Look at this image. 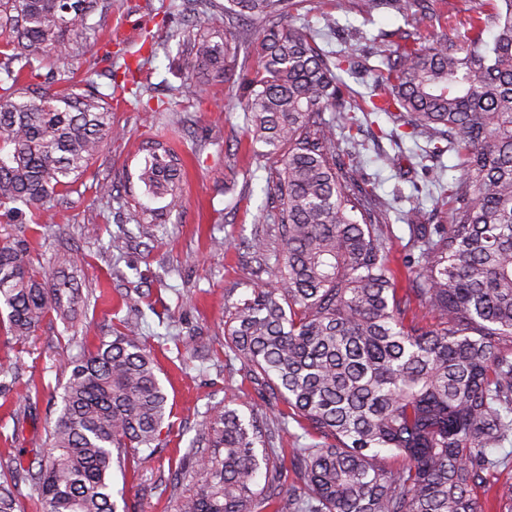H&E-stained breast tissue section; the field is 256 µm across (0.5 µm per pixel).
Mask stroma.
<instances>
[{
    "instance_id": "stroma-1",
    "label": "stroma",
    "mask_w": 512,
    "mask_h": 512,
    "mask_svg": "<svg viewBox=\"0 0 512 512\" xmlns=\"http://www.w3.org/2000/svg\"><path fill=\"white\" fill-rule=\"evenodd\" d=\"M476 7L477 0H434L433 19L412 35L452 42L455 33L445 16L463 18ZM188 17L183 0H112L96 16V32L74 63V77L93 75L100 91L111 95L120 135L92 161L77 191L58 196L49 211L24 224L0 218V240L23 239L35 264L93 292L89 301L74 297L68 320L48 317L25 347L0 340V367L12 384L0 407V457L18 448L48 447L72 362L86 345L111 336L123 318L138 319L167 396L169 426L162 431L161 454L112 470L113 498L127 512H176L164 484L194 445L196 424L208 410L245 401L259 424L275 420L248 369L224 354V304L244 294L254 266L239 243L256 234L271 241L277 235L265 192L275 174L271 164L256 165L242 111L234 106L241 68L205 79L200 95L184 92L192 69L176 52ZM300 19L322 30V48L357 56L367 54L373 34L404 25L390 9L366 13L359 0H302L287 21ZM200 20L227 38L245 37L240 56L245 67L257 70L263 19L231 25L214 7ZM169 108L180 110L182 131L168 124ZM360 124L361 170L369 186L384 199L411 196L423 186L422 223H442L434 198L440 186L459 178L457 156L448 153L437 162L425 156L424 141L395 144L388 137L394 122L383 114L361 117ZM152 138L169 140L186 160L181 211L164 212L163 200L145 196L137 180L142 144ZM385 155L396 157V166L382 164ZM100 183L114 185L111 197L96 195ZM142 204L162 211L160 225L136 224L133 215ZM121 233L125 249L110 253L109 240ZM218 239L223 247H215ZM32 389L39 399L29 411L25 396Z\"/></svg>"
}]
</instances>
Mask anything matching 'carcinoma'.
I'll list each match as a JSON object with an SVG mask.
<instances>
[{
    "mask_svg": "<svg viewBox=\"0 0 512 512\" xmlns=\"http://www.w3.org/2000/svg\"><path fill=\"white\" fill-rule=\"evenodd\" d=\"M419 25L427 0H361ZM242 21L268 20L258 39L261 74L242 71L237 105L256 157L276 163L278 249L243 242L255 273L270 278L224 307L227 353L292 417L311 442L276 447L239 408L198 423L169 479L177 512H486L479 491L512 467V0H480L446 45L370 39L379 59L373 90L356 107L337 71L360 67L327 52L309 24L284 29L291 0H228ZM497 19L483 39L484 5ZM109 0H0V210L16 224L79 182L118 135L112 95L92 77L58 91L34 82L48 56L78 60L81 40ZM181 52L201 73H225L238 45L190 28ZM404 120L427 154L454 152L462 175L441 192L442 224H413L399 287L379 213L389 204L365 187L354 110ZM333 115L327 119L326 111ZM344 120L346 149L336 145ZM138 179L150 198L179 191L182 159L166 141L144 148ZM76 289L37 268L22 240L0 246V331L25 342L51 314L63 319ZM428 308L436 324L411 315ZM167 397L138 323L122 320L76 363L64 386L50 448L37 463L8 455L0 512H15L25 473L44 512H117L112 468L164 450ZM290 458L291 466L285 465ZM293 479H288V472Z\"/></svg>",
    "mask_w": 512,
    "mask_h": 512,
    "instance_id": "1",
    "label": "carcinoma"
}]
</instances>
